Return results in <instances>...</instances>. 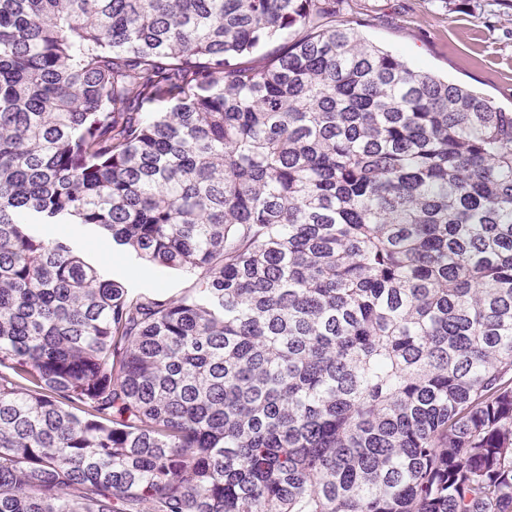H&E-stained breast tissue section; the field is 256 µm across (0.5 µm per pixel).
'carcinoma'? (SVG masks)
Instances as JSON below:
<instances>
[{
	"label": "carcinoma",
	"mask_w": 512,
	"mask_h": 512,
	"mask_svg": "<svg viewBox=\"0 0 512 512\" xmlns=\"http://www.w3.org/2000/svg\"><path fill=\"white\" fill-rule=\"evenodd\" d=\"M341 3L0 0V512H512V112ZM72 235V234H71ZM78 250L92 263L111 271L118 278L126 279L131 288L142 289L148 280L127 278L130 270L140 264L136 257L112 244V239L101 236L96 228L81 226V232L72 235ZM157 277L164 290L172 295L181 293L191 285L189 276L181 270L164 268L157 272Z\"/></svg>",
	"instance_id": "1"
}]
</instances>
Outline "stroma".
I'll return each instance as SVG.
<instances>
[{
	"instance_id": "obj_1",
	"label": "stroma",
	"mask_w": 512,
	"mask_h": 512,
	"mask_svg": "<svg viewBox=\"0 0 512 512\" xmlns=\"http://www.w3.org/2000/svg\"><path fill=\"white\" fill-rule=\"evenodd\" d=\"M365 37L402 54L419 68L447 75L512 109V0H358ZM92 263L127 278L136 257L92 227L76 234Z\"/></svg>"
}]
</instances>
